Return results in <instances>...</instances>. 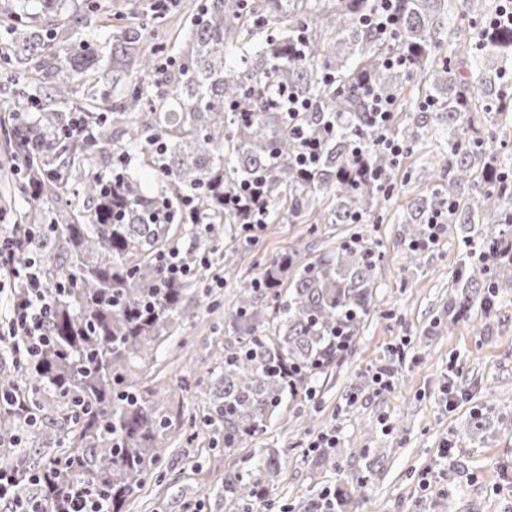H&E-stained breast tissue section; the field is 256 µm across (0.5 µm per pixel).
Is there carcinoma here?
<instances>
[{"label":"carcinoma","mask_w":512,"mask_h":512,"mask_svg":"<svg viewBox=\"0 0 512 512\" xmlns=\"http://www.w3.org/2000/svg\"><path fill=\"white\" fill-rule=\"evenodd\" d=\"M0 25L10 29L0 71L13 85L8 120L0 126L21 163L16 188L30 198L21 216L20 254L42 270L52 306L49 344L28 364L0 373V388L15 390L35 415L56 428L61 452L18 470L20 484L52 468L59 480L101 494L121 512L148 481L161 483V462L171 440L185 444L199 428L218 432L224 450H245L224 472L218 496L224 512H262L284 474L288 449L251 448L271 420L338 365L376 313L383 253L355 231L314 258L300 249L267 260L262 272L224 314L229 339L209 381L207 411L177 429L140 384L134 363L156 341L186 321L189 279L170 280L160 257L175 252L186 266L218 252L239 235L243 218L224 208V195L245 180L261 185L262 220H278L288 203L294 223L314 237L321 224H354L375 214L392 187L357 178L355 146L369 138L367 104L357 92L367 75L385 97L403 98L407 81L428 110L412 108L395 135L407 146L437 127L447 128L448 159L430 191L399 217V240L423 238L429 215L455 202L448 223L467 230L465 251L453 271L447 319L452 326L473 304L497 312L496 290L512 287V261L484 255L512 242V185L501 179L487 142L472 138L473 113L512 128L503 92L512 65V28L494 29L501 0H462L461 14L481 21L477 42L458 41L450 22L455 0H397L395 32L383 35L364 17L373 0H201L182 47L160 40L139 54L140 26H117L110 50L95 30L124 15L104 13L99 0H4ZM85 25L80 41L60 34ZM409 66L385 63L392 47ZM112 72L116 109L100 112L96 84L87 103H70L69 82ZM148 71L147 90L132 78ZM292 94L310 103L288 113L268 101ZM33 105L39 121L22 116ZM94 127V138L70 133L75 118ZM319 145L320 160L305 171L296 162L302 138ZM151 173L142 186L131 168ZM104 163L107 172L98 170ZM327 201L317 209L320 200ZM481 224L480 252L470 233ZM40 426L19 411H0V443L39 436ZM296 512L326 509L321 493L294 505Z\"/></svg>","instance_id":"carcinoma-1"}]
</instances>
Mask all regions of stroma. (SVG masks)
Wrapping results in <instances>:
<instances>
[{"mask_svg": "<svg viewBox=\"0 0 512 512\" xmlns=\"http://www.w3.org/2000/svg\"><path fill=\"white\" fill-rule=\"evenodd\" d=\"M447 155L448 138L440 134L401 156L390 200L379 220L367 223L385 260L377 312L341 364L319 380L314 431L335 432L336 455L352 462L354 475L363 479L364 500L348 498L344 512H512V481L502 475L512 464V288L499 289L496 316L485 317L475 305L447 326L443 319L451 272L462 256V230L451 226L415 262L398 237V217L410 199L426 194ZM279 216L280 223L261 232L258 249L226 245L223 279L195 283L183 302L187 324L161 343L155 359L137 365L139 378L157 389L160 406L170 414L199 413L207 405V386L186 392L177 381L212 367L215 350L226 340L224 314L238 289L257 275V254L270 257L301 245L313 257L354 230L350 224H327L320 240L307 243L301 225L288 223L287 210ZM399 345L405 348L402 360L392 353ZM381 366L395 374L392 389H380L373 379ZM449 379L463 394L452 409L442 402ZM476 416L483 426L473 433L469 422ZM301 438L287 410L256 442L288 451L277 497L291 504L325 487L347 495L343 476L314 465L315 455ZM446 441L454 449L443 460L439 454ZM233 463V455L205 437L171 446L163 485L145 484L126 510L224 512L215 489Z\"/></svg>", "mask_w": 512, "mask_h": 512, "instance_id": "stroma-1", "label": "stroma"}]
</instances>
